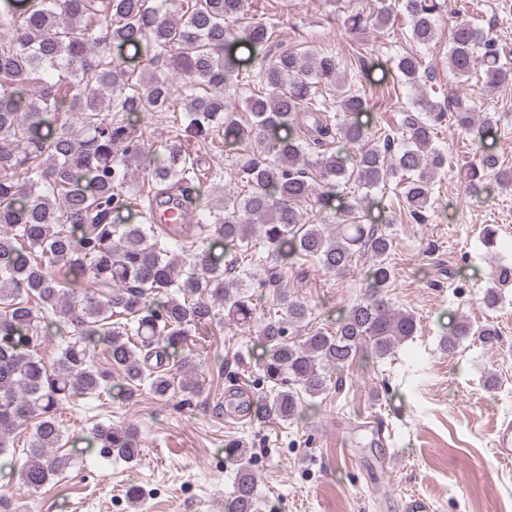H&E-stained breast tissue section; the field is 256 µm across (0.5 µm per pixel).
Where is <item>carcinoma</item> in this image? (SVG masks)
<instances>
[{
    "instance_id": "carcinoma-1",
    "label": "carcinoma",
    "mask_w": 512,
    "mask_h": 512,
    "mask_svg": "<svg viewBox=\"0 0 512 512\" xmlns=\"http://www.w3.org/2000/svg\"><path fill=\"white\" fill-rule=\"evenodd\" d=\"M245 0H0V457H14L9 438L32 428L26 459L15 470L33 493L72 466L54 453L64 431L59 410L112 393L149 391L169 398L175 375L196 368L191 337L224 322L258 324L264 354L257 367L266 390L251 402L259 423L288 422L325 394L330 369L358 358L382 359L417 331L415 316L387 298L394 276V239L364 223L368 193L395 185L382 221L402 213L427 222L436 175L447 165L433 130L447 116L471 136L479 152L468 165L467 192L490 194L487 174L498 166L485 151L494 123L472 112L471 99L421 93L383 130L359 122L373 109L362 86L340 81V60L273 47L276 29L246 20ZM336 0L350 11L352 31L386 28L405 16L412 48L393 58L397 83L419 90L433 66L422 49L438 37L447 0ZM257 50L253 82L241 92L233 41ZM133 45L141 64L127 68L112 46ZM488 92L512 79L497 41L467 19L448 29V72L469 79L477 69ZM334 91L332 101L325 91ZM182 106L174 135L152 149L130 119ZM221 137L236 150L245 190L208 197L193 234L170 236L153 223L152 209H169L202 192L191 149ZM147 172L133 186L134 170ZM366 190L338 211L335 227L309 224L301 206L327 208L350 181ZM123 211L139 224H115ZM223 246L216 257L211 244ZM268 249L260 272L259 248ZM370 258L368 289L336 328H308L313 309L283 285L290 266L313 261L343 274L356 256ZM512 285V264L491 272L481 303L497 307ZM272 291L277 312L259 321L250 289ZM59 338L49 363L38 347ZM497 340L490 325L465 320L448 327L441 348L461 341ZM101 350L110 368L91 353ZM99 455L128 461L140 454L132 423H98ZM224 453L237 462L225 512H260L251 455L230 440Z\"/></svg>"
}]
</instances>
